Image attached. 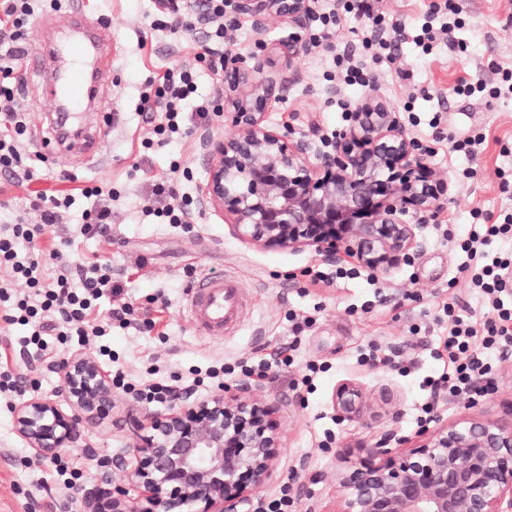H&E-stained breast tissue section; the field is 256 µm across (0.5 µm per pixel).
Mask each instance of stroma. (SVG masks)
I'll return each mask as SVG.
<instances>
[{
  "instance_id": "obj_1",
  "label": "stroma",
  "mask_w": 512,
  "mask_h": 512,
  "mask_svg": "<svg viewBox=\"0 0 512 512\" xmlns=\"http://www.w3.org/2000/svg\"><path fill=\"white\" fill-rule=\"evenodd\" d=\"M455 3L459 24L450 43H438L428 55L412 42L399 43L393 62L372 66L366 88L335 78L332 54L353 48L359 27L353 16H343L330 40L331 51L308 47L305 77L273 100L267 112L268 125L290 126L302 133L315 127L328 135L346 129L343 105L357 104L367 88H374L426 149L430 167L447 174L454 202L438 223L429 226L424 249L373 285L362 278L311 285L301 272L319 264V257L309 251L244 244L230 235L219 211H194L187 224H161L145 215V206L155 201L153 184L171 166L183 171L178 192L196 196L205 176L200 137L223 135L232 121L234 109L223 99V82L213 75L208 61L199 58L210 22L191 16L172 33L151 27L156 0H39L37 15L26 30V48L41 53L43 68L49 71L57 65L50 47L68 31L70 22L104 21L112 40V70L100 77L94 102L74 120L80 138L59 147L50 141L56 102L40 94L41 77L27 59H20L14 72L16 89L31 113L26 149L46 156L48 172L23 184L0 183V222L37 223L38 191L111 184L112 222L104 235L81 234L83 216L96 200L79 194L42 244L59 245L64 263L70 265L97 259L111 263L112 281L119 290L98 301L99 311L150 303L160 309L154 329L116 326L100 339L112 351L113 369L133 379L151 371L184 377L249 355L271 357L292 341L291 318H312L311 327L296 342L294 366L273 368L270 379L256 387L275 408L285 446L273 480L256 495L273 499L284 484L303 486L298 512H337L332 483L337 451L363 456L389 432L405 437L408 447L420 445L418 418L427 395L425 382L444 370L435 352L447 331L434 318L451 299L477 322L487 310L478 293L461 284L449 287L448 281L469 261L461 245L473 229V210L496 215L512 210V187L503 188L496 176L500 168L512 171V95L465 97L453 89L460 81L477 78L494 87L501 82L502 69L512 70V0ZM222 21L232 34L225 53L261 56L271 70L284 66L277 50L280 42L308 35L307 29L282 21L272 25L259 44L248 18L228 12ZM175 66L193 69L197 91L185 105L191 115L185 135L161 145L153 122L138 105L148 80ZM214 97L220 100L218 112L204 120L195 118L197 105ZM436 114L441 120L434 128L430 121ZM479 132L485 141L476 156L453 150L454 139ZM472 168L476 177L465 178V171ZM196 276H227L243 285L249 315L240 327L221 337L202 334L186 313L185 292ZM29 334V327L11 328L9 365L26 379L27 396L54 397L64 384L57 362L80 346L75 341L54 345L49 359L39 360L23 346ZM373 344L381 353L398 355L404 371L361 364L362 353ZM309 363L320 367L312 388H294L293 379ZM494 368L492 394L473 400L440 399L438 415L446 420L506 417L512 411V356L495 362ZM346 380L377 392L390 390L392 400H374L364 420L339 421L332 395ZM15 405V399L0 396V512H83L79 497L54 490L47 459L35 456L16 433ZM144 409V404L115 393L111 410L84 422L69 452L84 469L94 468L97 460L132 445L130 422Z\"/></svg>"
}]
</instances>
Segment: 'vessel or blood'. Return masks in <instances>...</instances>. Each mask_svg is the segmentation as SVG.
I'll return each instance as SVG.
<instances>
[{"instance_id": "vessel-or-blood-1", "label": "vessel or blood", "mask_w": 512, "mask_h": 512, "mask_svg": "<svg viewBox=\"0 0 512 512\" xmlns=\"http://www.w3.org/2000/svg\"><path fill=\"white\" fill-rule=\"evenodd\" d=\"M92 52L89 41L83 37L71 38L64 46L65 55L75 65L49 88L51 96L79 104L96 94L95 81L88 69L79 67V60ZM188 311L198 328L207 336H221L237 328L245 317V305L237 281L225 278H199L187 292Z\"/></svg>"}]
</instances>
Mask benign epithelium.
Returning a JSON list of instances; mask_svg holds the SVG:
<instances>
[{"label": "benign epithelium", "mask_w": 512, "mask_h": 512, "mask_svg": "<svg viewBox=\"0 0 512 512\" xmlns=\"http://www.w3.org/2000/svg\"><path fill=\"white\" fill-rule=\"evenodd\" d=\"M159 0L183 18L200 9ZM252 21L257 39L268 25L303 26L311 0H225ZM284 69L265 70L257 55L236 56L228 89L251 98L237 107L224 136L202 135L204 182L198 205L224 213L229 233L264 249L310 250L327 263L343 257L389 275L426 243L429 224L454 199L448 182L430 170L408 136L400 113L374 92L351 114L346 130L329 138L313 130L298 137L265 124L275 93L304 77L305 46L282 44ZM58 401L33 396L15 406V430L38 457L71 444L84 420L112 409V380L93 353L66 358ZM373 394L355 381L333 395L338 418L363 420ZM274 409L246 383L217 394L178 392L165 413L144 412L138 431L150 434L112 456V472H95L78 490L84 512H243L252 491L272 477L284 452ZM424 441L401 452L384 445L336 469L338 512H512V420H436ZM138 496L130 495V488Z\"/></svg>", "instance_id": "benign-epithelium-1"}]
</instances>
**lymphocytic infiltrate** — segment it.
<instances>
[{
  "label": "lymphocytic infiltrate",
  "mask_w": 512,
  "mask_h": 512,
  "mask_svg": "<svg viewBox=\"0 0 512 512\" xmlns=\"http://www.w3.org/2000/svg\"><path fill=\"white\" fill-rule=\"evenodd\" d=\"M36 0H0V123L7 125L0 135V173L8 179L33 178L31 159L23 151L27 133V108L16 97L11 86L18 65L20 45L25 29L35 13ZM343 8L364 22L361 48L374 62H381V52L389 46V36H400L398 25H391L384 16L373 12L368 0H344ZM196 90L192 75L184 70L167 69L153 94L144 95L141 109L161 112L164 123L158 124V135L178 133L182 118L180 101ZM40 221L36 224L15 223L0 228V269L7 279L0 281V323L32 326L28 339L37 351H48L49 338L59 343L71 339L86 342L88 337H101L112 328L111 315L96 313L95 308L104 291L112 289V266L108 263L86 262L76 267L61 266L50 272L49 263L58 259V250H44L40 241L49 227L58 223L60 213L73 202L71 195L43 196ZM512 241V213L499 220L481 223L464 242L463 249L476 265L471 276L472 287L491 302L495 311L482 326H474L457 313L454 305L445 304L448 335L444 349L448 370L431 381L434 398L457 397L490 391L494 386L493 365L489 352L512 353V307H505L499 295L508 277L512 276V253L486 259L484 249L496 241ZM27 243L26 254H18L19 243ZM24 283L26 293L15 291V283Z\"/></svg>",
  "instance_id": "obj_1"
}]
</instances>
